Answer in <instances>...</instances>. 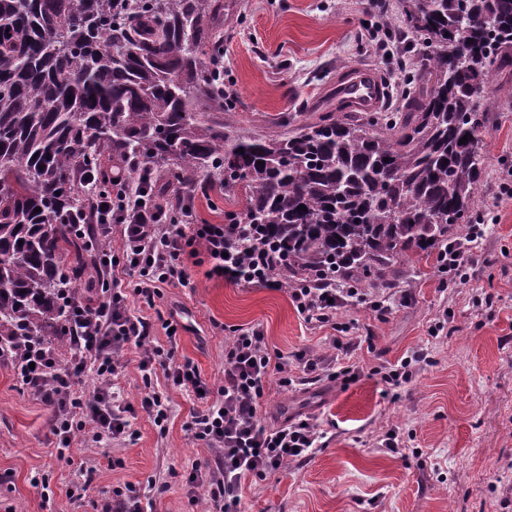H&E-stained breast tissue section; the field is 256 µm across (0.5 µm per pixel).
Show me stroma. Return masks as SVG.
<instances>
[{
    "label": "stroma",
    "instance_id": "stroma-1",
    "mask_svg": "<svg viewBox=\"0 0 512 512\" xmlns=\"http://www.w3.org/2000/svg\"><path fill=\"white\" fill-rule=\"evenodd\" d=\"M224 20V86L231 104L224 123L243 135L290 131L300 113L326 106L339 74L351 67L378 72L395 110V58L377 50L378 13L371 0H232ZM500 92L483 137L487 169L479 187L489 221L474 243L468 277L442 273L433 259L410 256L395 286L381 287L391 305L377 321L366 304L342 307L341 330L303 321L286 290L207 278L192 267L194 288H163L154 307L130 300L133 313L156 318L178 310L187 330L177 360H190L204 382L219 387L224 349L238 328H263L270 348L303 371L297 352L332 356L355 366L350 381L320 379L289 388L271 376L261 419L318 417L325 431L315 454L242 486L245 512H512V200L499 197L512 181V97ZM245 207L241 193L194 194L198 222L223 223ZM448 332L431 335L439 319ZM428 355L417 376L390 389L378 370ZM119 381L126 418L137 437L85 441L75 435L72 459H58L53 410L0 359V512H99L115 489H148L153 512H204L191 504L186 478L214 455L186 424L201 406L193 392L168 386L163 370L144 383L139 351L129 347ZM165 391L169 416L156 427L141 407L149 388ZM395 434L406 455L382 447ZM92 464L80 473L78 461ZM503 482L491 486L492 476Z\"/></svg>",
    "mask_w": 512,
    "mask_h": 512
}]
</instances>
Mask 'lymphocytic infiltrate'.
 Segmentation results:
<instances>
[{
	"instance_id": "1",
	"label": "lymphocytic infiltrate",
	"mask_w": 512,
	"mask_h": 512,
	"mask_svg": "<svg viewBox=\"0 0 512 512\" xmlns=\"http://www.w3.org/2000/svg\"><path fill=\"white\" fill-rule=\"evenodd\" d=\"M85 222L76 224L78 238L103 241L98 286L94 299L69 300L70 320L64 333L75 353L72 372L60 371L53 353L44 347L21 346L15 360L18 380L54 409V434L59 452L68 451L75 431L87 440L102 435L131 436L125 409L115 391L126 364L120 355L128 346L141 351L138 369L150 378L155 365L166 368L171 386L193 390L203 407L194 411L187 429L195 440L218 449L215 469L208 481L198 472L187 477L189 487L206 483L211 512H241L242 483L263 478L291 461L310 458L319 438L318 426L309 420L286 422L276 427L261 424L259 412L266 385L280 373L281 386L292 385L288 364L270 350L261 327L238 329L224 351V383L212 390L200 377L192 361H175V320L162 322L132 313L129 298L154 306L166 285L193 287V265L207 261L208 278L286 289L302 319L317 327H335L338 308L360 299L356 288H344L317 275L301 283L274 279L270 270L281 258L267 248H258L249 262H240L229 242L240 233L238 224H198L191 203L178 215L165 211L131 213L128 196L120 191L89 199ZM168 332L167 346L153 344L157 329ZM93 368L99 391L92 403H84L73 392L74 373Z\"/></svg>"
}]
</instances>
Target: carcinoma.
<instances>
[{"mask_svg": "<svg viewBox=\"0 0 512 512\" xmlns=\"http://www.w3.org/2000/svg\"><path fill=\"white\" fill-rule=\"evenodd\" d=\"M375 7L398 40L421 41L400 60L396 111L342 101L290 134L242 136L224 125L212 66L224 0H0V355L68 323L61 296L78 294L82 268L69 225L115 159L149 167L133 208L202 186L244 193L239 252L272 246L293 282L322 270L373 284L482 223L481 136L499 97L478 65L512 68V0Z\"/></svg>", "mask_w": 512, "mask_h": 512, "instance_id": "carcinoma-1", "label": "carcinoma"}]
</instances>
